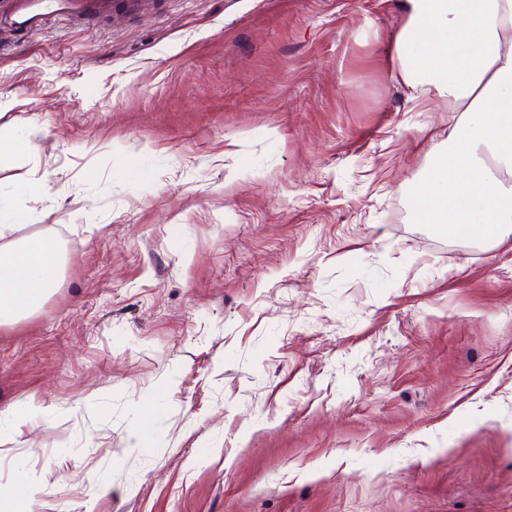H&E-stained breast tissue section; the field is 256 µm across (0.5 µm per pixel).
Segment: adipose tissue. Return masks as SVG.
I'll list each match as a JSON object with an SVG mask.
<instances>
[{"instance_id": "obj_1", "label": "adipose tissue", "mask_w": 512, "mask_h": 512, "mask_svg": "<svg viewBox=\"0 0 512 512\" xmlns=\"http://www.w3.org/2000/svg\"><path fill=\"white\" fill-rule=\"evenodd\" d=\"M390 53L418 100L428 90L460 113L448 146L411 191L427 224L476 240L512 229V0H406ZM28 214L0 207V326L38 307L59 285L62 249L52 238L12 241ZM0 481V512H38L41 475L16 460Z\"/></svg>"}]
</instances>
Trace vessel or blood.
I'll return each instance as SVG.
<instances>
[{"label": "vessel or blood", "instance_id": "b4317fda", "mask_svg": "<svg viewBox=\"0 0 512 512\" xmlns=\"http://www.w3.org/2000/svg\"><path fill=\"white\" fill-rule=\"evenodd\" d=\"M138 6V0H124L120 5L115 0H15L14 13L7 18L0 16V25L6 24L15 30L32 33L40 30L53 17L73 15L92 20L118 7L128 11Z\"/></svg>", "mask_w": 512, "mask_h": 512}]
</instances>
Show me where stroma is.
Returning <instances> with one entry per match:
<instances>
[{
    "label": "stroma",
    "mask_w": 512,
    "mask_h": 512,
    "mask_svg": "<svg viewBox=\"0 0 512 512\" xmlns=\"http://www.w3.org/2000/svg\"><path fill=\"white\" fill-rule=\"evenodd\" d=\"M405 0H142L0 29L15 238L59 288L0 327V445L44 512H512V236L410 191L457 113L416 112ZM38 179L41 196H15ZM41 129L35 124H28L23 136L2 135L0 132V160L26 153L38 146ZM37 410L35 406H32L31 409L27 410H18L16 408L11 409L9 411L0 412V445L2 444V441L6 439L9 436V432L6 433L2 430V420H7L10 422V432H15L17 430H20L22 426L27 425L34 412Z\"/></svg>",
    "instance_id": "stroma-1"
}]
</instances>
